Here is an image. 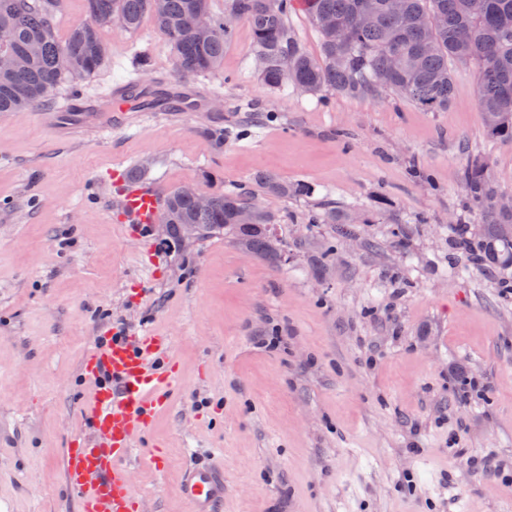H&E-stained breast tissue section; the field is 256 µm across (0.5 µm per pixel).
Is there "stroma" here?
Returning a JSON list of instances; mask_svg holds the SVG:
<instances>
[{"mask_svg":"<svg viewBox=\"0 0 512 512\" xmlns=\"http://www.w3.org/2000/svg\"><path fill=\"white\" fill-rule=\"evenodd\" d=\"M99 36L94 74L0 113V505L80 512L61 454L90 433L82 361L123 328L174 340L179 383L134 454L150 512H187L178 476L200 461L224 465L223 512H512V268L467 266L451 245L454 219L480 221L469 159L512 194V140L484 132L478 65H456L447 111L426 112L386 90L266 87L242 22L221 69L187 81L151 18ZM132 78L163 104L188 87L192 110L104 100ZM246 121L249 138L208 136ZM261 172L309 192L264 195ZM129 173L161 194L253 188L287 261L124 223ZM328 208L354 236L304 223ZM275 330L279 347L258 344ZM488 455L500 472L465 464Z\"/></svg>","mask_w":512,"mask_h":512,"instance_id":"1","label":"stroma"}]
</instances>
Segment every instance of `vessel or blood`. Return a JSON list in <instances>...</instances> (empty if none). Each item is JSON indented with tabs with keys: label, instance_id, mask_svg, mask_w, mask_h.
Here are the masks:
<instances>
[{
	"label": "vessel or blood",
	"instance_id": "1",
	"mask_svg": "<svg viewBox=\"0 0 512 512\" xmlns=\"http://www.w3.org/2000/svg\"><path fill=\"white\" fill-rule=\"evenodd\" d=\"M131 224L158 223L160 200L155 190L133 180L122 200ZM172 342L152 331L110 343L86 355L85 373L107 372L111 381L95 386L88 419L93 435L70 439L63 466L65 488L79 499L81 512H144L143 497L130 483L131 455L148 421L161 409L178 380L170 370ZM179 492L188 512H221L224 470L216 465L183 469Z\"/></svg>",
	"mask_w": 512,
	"mask_h": 512
}]
</instances>
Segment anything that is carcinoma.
<instances>
[{
  "mask_svg": "<svg viewBox=\"0 0 512 512\" xmlns=\"http://www.w3.org/2000/svg\"><path fill=\"white\" fill-rule=\"evenodd\" d=\"M63 0H0V55L13 58L0 69V112H24L45 102L65 76L94 73L105 56L99 26L119 17L124 29L136 30L148 15L176 53L181 76L189 79L217 70L224 61V44L232 34L229 18L246 22L268 87L300 84L308 93L329 89L343 96H364L386 89L397 97L432 112L448 109L454 94L456 64H479L477 101L488 137L512 140V0H401L393 13L389 0H302V7L321 38V55L305 53L289 25L292 0H227L222 16L209 11V0H87L90 19L57 39L56 14ZM369 14L359 26V13ZM195 15L200 28L190 31L185 19ZM336 21V31L320 21ZM471 31L462 41L461 29ZM265 194L286 198L305 186L264 173L256 177ZM469 208L478 214L483 234L467 238L469 227L458 224L470 264L480 269L492 260L512 267V237L504 226L512 212L496 204L497 190L487 166L474 159L462 172ZM254 196L244 189L210 194L199 208L172 190L161 223L174 239L182 240V225L196 224L200 238L227 233L243 251L279 265L283 253L274 234L279 217L269 210L250 212ZM310 224H335L337 233H354L350 218L332 209L308 215Z\"/></svg>",
  "mask_w": 512,
  "mask_h": 512,
  "instance_id": "cac0c4a2",
  "label": "carcinoma"
}]
</instances>
